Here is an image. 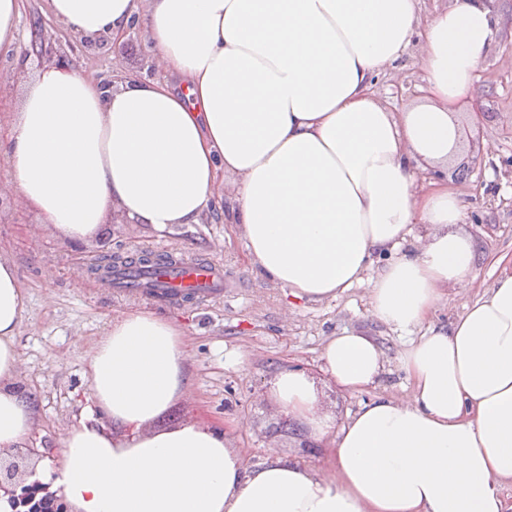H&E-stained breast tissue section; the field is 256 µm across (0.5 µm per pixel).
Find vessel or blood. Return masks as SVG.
<instances>
[{"label": "vessel or blood", "instance_id": "obj_1", "mask_svg": "<svg viewBox=\"0 0 512 512\" xmlns=\"http://www.w3.org/2000/svg\"><path fill=\"white\" fill-rule=\"evenodd\" d=\"M128 272L148 282V296L161 302L182 301L189 292L196 300L205 301L221 294L224 288L220 264L209 259L188 260L160 276L140 266L129 267Z\"/></svg>", "mask_w": 512, "mask_h": 512}]
</instances>
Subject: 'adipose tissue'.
<instances>
[{
  "instance_id": "ef3b65f1",
  "label": "adipose tissue",
  "mask_w": 512,
  "mask_h": 512,
  "mask_svg": "<svg viewBox=\"0 0 512 512\" xmlns=\"http://www.w3.org/2000/svg\"><path fill=\"white\" fill-rule=\"evenodd\" d=\"M418 0H49L76 35L142 24L157 65L180 77L107 88L80 67L44 68L26 86L0 154L42 223L73 244L117 212L163 229L219 209L264 279L298 299L368 282L371 313L427 330L399 356L406 399L379 397L335 427L303 371L269 394L315 440L336 433L323 477L271 457L246 468L222 430L155 428L187 385L182 330L133 310L114 318L90 360V398L121 434L87 419L37 480L74 512H512V270L449 325L443 288L474 279L469 214L445 173L456 115L497 27L487 0H455L421 19ZM423 43L422 97L404 112L374 80ZM235 178L224 199L222 176ZM428 229L409 251L413 225ZM26 297L0 257V451L23 447L35 397L18 389ZM322 370L357 393L384 370L376 339L331 337Z\"/></svg>"
}]
</instances>
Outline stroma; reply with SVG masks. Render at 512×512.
<instances>
[{
  "mask_svg": "<svg viewBox=\"0 0 512 512\" xmlns=\"http://www.w3.org/2000/svg\"><path fill=\"white\" fill-rule=\"evenodd\" d=\"M500 23L470 94L487 114L472 119L462 109L463 148L475 161L467 178L449 171L448 184L470 203L465 232L477 247L475 280L468 291L445 288L434 321L445 324L486 293L499 270V255H512V0H493ZM41 26L60 40L72 39L49 11L48 0H22L18 42L28 44ZM148 51L145 33L131 34L103 55L86 54L79 62L93 78L120 81L139 72ZM422 48L412 43L395 66L377 78L375 90L390 109L411 107L418 95ZM0 219V256L18 270L27 306L18 331L16 381L33 392L37 412L32 441L56 458L67 433L78 426L90 405L89 360L106 326L120 313L150 309L182 326L187 349L188 387L156 422L166 428L196 422L222 428L246 467L276 454L328 475L336 468L333 437L310 446L303 425L268 395L273 376L282 369L311 375L323 406L343 425L367 401L380 396L403 398L410 382L398 356L409 336L376 320L370 313L369 286L362 283L334 299L297 300L287 289L253 272L235 225L214 216L197 224L156 230L149 224L121 221L103 225V234L75 248L41 224L18 191ZM162 247L183 257L216 261L224 267V293L210 301L167 306L141 295L103 285L90 268L106 251L133 254ZM345 331L374 336L384 352L385 371L374 386L350 394L330 383L320 360L329 337ZM241 355L240 365H225L227 353Z\"/></svg>",
  "mask_w": 512,
  "mask_h": 512,
  "instance_id": "obj_1",
  "label": "stroma"
}]
</instances>
